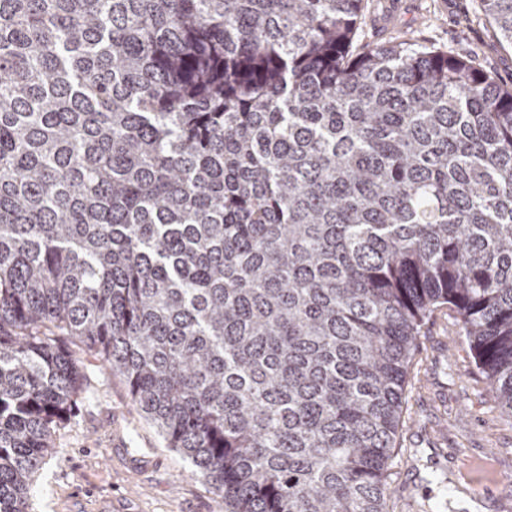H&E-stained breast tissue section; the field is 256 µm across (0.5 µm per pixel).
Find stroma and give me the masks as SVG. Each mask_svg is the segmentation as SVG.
Instances as JSON below:
<instances>
[{
    "label": "stroma",
    "instance_id": "stroma-1",
    "mask_svg": "<svg viewBox=\"0 0 512 512\" xmlns=\"http://www.w3.org/2000/svg\"><path fill=\"white\" fill-rule=\"evenodd\" d=\"M397 30L512 87V46L500 41L479 0H365L358 41L385 43ZM66 346L85 376L86 401L34 476L30 512H230L140 415L124 380L102 370L94 350ZM431 471L459 488L464 512H512V417L490 399L447 306L425 320L409 363L389 512H429L440 494L426 480Z\"/></svg>",
    "mask_w": 512,
    "mask_h": 512
}]
</instances>
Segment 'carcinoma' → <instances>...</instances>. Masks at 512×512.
Returning <instances> with one entry per match:
<instances>
[{"label":"carcinoma","instance_id":"cac0c4a2","mask_svg":"<svg viewBox=\"0 0 512 512\" xmlns=\"http://www.w3.org/2000/svg\"><path fill=\"white\" fill-rule=\"evenodd\" d=\"M362 2L0 0V512L83 401L61 336L232 512H387L443 305L512 415V89Z\"/></svg>","mask_w":512,"mask_h":512}]
</instances>
